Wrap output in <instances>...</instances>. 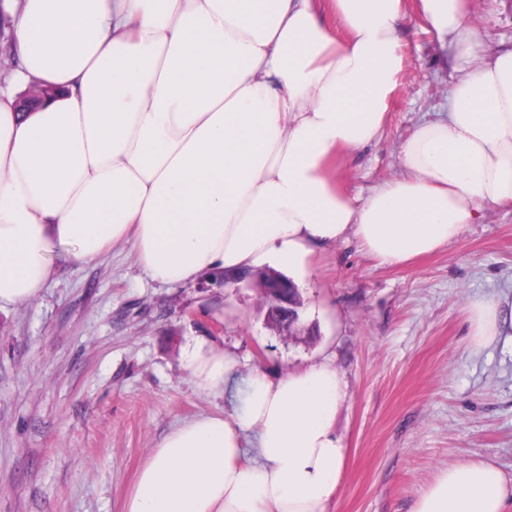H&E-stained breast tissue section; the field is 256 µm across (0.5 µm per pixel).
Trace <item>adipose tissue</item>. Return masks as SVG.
<instances>
[{
	"mask_svg": "<svg viewBox=\"0 0 512 512\" xmlns=\"http://www.w3.org/2000/svg\"><path fill=\"white\" fill-rule=\"evenodd\" d=\"M473 5L419 0L454 54L447 107L407 138L400 176L353 196L346 161L382 136L404 0H12L0 307L37 299L59 262L128 240L162 284L267 265L301 275L320 247L353 238L397 265L512 206V47L489 49ZM32 76L58 94L22 113ZM469 309L476 347L512 340V299ZM181 363L197 392L243 395L244 408L174 426L123 512H329L348 453L338 369L244 377L205 340ZM410 512H512V477L450 464Z\"/></svg>",
	"mask_w": 512,
	"mask_h": 512,
	"instance_id": "ef3b65f1",
	"label": "adipose tissue"
}]
</instances>
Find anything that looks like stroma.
I'll return each mask as SVG.
<instances>
[{
    "label": "stroma",
    "instance_id": "1",
    "mask_svg": "<svg viewBox=\"0 0 512 512\" xmlns=\"http://www.w3.org/2000/svg\"><path fill=\"white\" fill-rule=\"evenodd\" d=\"M491 45H512V0H477ZM380 141L349 166L364 195L401 173L413 128L447 101L448 70L420 22ZM294 333L268 320L249 280L167 286L131 243L70 261L33 302L0 310V512H123L143 462L176 424L242 402L198 393L181 367L204 338L242 374L277 377L330 359L347 383L348 450L330 512H410L441 469L483 459L512 474V345L475 349L470 302L512 294V208L489 207L448 246L389 265L349 240L318 250Z\"/></svg>",
    "mask_w": 512,
    "mask_h": 512
}]
</instances>
